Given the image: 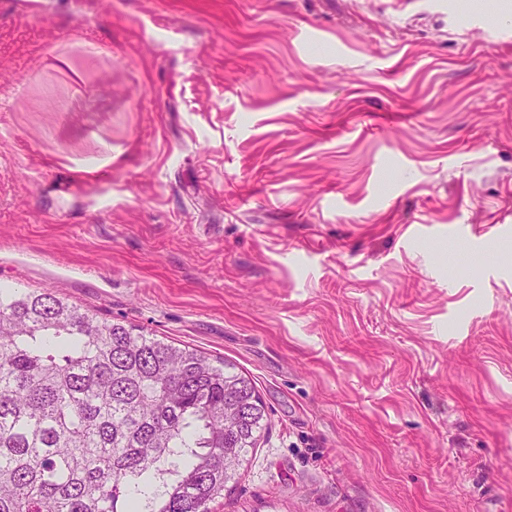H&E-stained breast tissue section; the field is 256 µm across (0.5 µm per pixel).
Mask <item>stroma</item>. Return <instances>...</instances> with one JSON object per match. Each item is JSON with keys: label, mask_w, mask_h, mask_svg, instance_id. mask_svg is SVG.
<instances>
[{"label": "stroma", "mask_w": 512, "mask_h": 512, "mask_svg": "<svg viewBox=\"0 0 512 512\" xmlns=\"http://www.w3.org/2000/svg\"><path fill=\"white\" fill-rule=\"evenodd\" d=\"M512 0H0V285L235 365L214 512H512Z\"/></svg>", "instance_id": "obj_1"}]
</instances>
